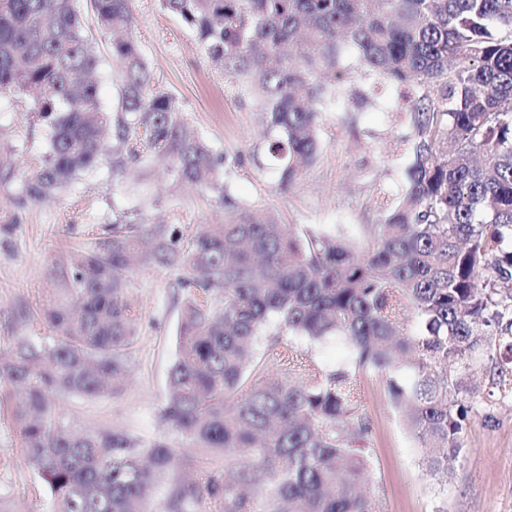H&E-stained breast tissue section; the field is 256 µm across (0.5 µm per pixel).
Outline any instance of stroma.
Listing matches in <instances>:
<instances>
[{
	"label": "stroma",
	"instance_id": "stroma-1",
	"mask_svg": "<svg viewBox=\"0 0 512 512\" xmlns=\"http://www.w3.org/2000/svg\"><path fill=\"white\" fill-rule=\"evenodd\" d=\"M78 7L85 35L99 57L101 106L115 111L122 75L110 53L112 36L98 29L85 0ZM132 9V34L148 64L152 89L171 95L195 135L225 157L224 187L243 205L274 212L285 224L341 228L358 238L364 225L377 218L373 204L379 193L406 189L410 154L400 141L409 132V120L395 112L390 90H379L374 103L357 101L369 81L353 75L346 94L321 112L315 161L284 192L278 170L258 162L265 128L255 100L225 78L196 34L163 10L159 0H133ZM52 139L51 124L27 99L0 95V351L26 335L25 318L44 308V291L53 285L59 259L89 247L112 225H161L186 240L201 225L224 221L216 194L173 184L160 160L126 161L122 174L113 176L117 147L110 137L96 167L69 188L29 201L22 187L49 160ZM175 279V271L164 267H136L129 273V296L139 316L138 335L126 351L127 387L115 396L67 394L56 401L70 430L119 429L143 443L162 439L179 449L181 466L154 489L152 512H163L175 483L199 466L224 469L223 456L196 447L161 416L182 300ZM364 392L374 492L384 512H435L441 506L446 512H512V399L478 398L467 423L465 457L440 495L418 464L421 452L383 378L368 376ZM0 495L10 500L13 512L53 510L45 484L3 418Z\"/></svg>",
	"mask_w": 512,
	"mask_h": 512
}]
</instances>
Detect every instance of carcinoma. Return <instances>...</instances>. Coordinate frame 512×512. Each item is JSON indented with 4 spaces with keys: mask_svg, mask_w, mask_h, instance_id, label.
Listing matches in <instances>:
<instances>
[{
    "mask_svg": "<svg viewBox=\"0 0 512 512\" xmlns=\"http://www.w3.org/2000/svg\"><path fill=\"white\" fill-rule=\"evenodd\" d=\"M77 0H0V93L28 98L53 129L49 161L25 183L31 200L97 166L112 123L129 156H164L175 182L217 190L224 223L188 245L161 227L114 224L59 266L32 336L0 354V412L47 485L54 512H150L152 487L178 468L175 448L123 430L75 433L57 397L124 389L137 337L135 264L170 267L181 289L177 355L164 419L224 456L231 474L182 480L165 506L184 512H383L373 475L363 379L384 374L410 404L419 465L439 492L463 457L480 388L473 354L499 352L488 394L512 397V0H159L196 33L230 80L244 81L277 135L266 143L290 189L319 150V107L360 73L406 93L408 189L379 202L358 240L303 230L224 191L223 158L188 133L172 97L150 88L129 34L112 40L123 72L108 118ZM104 30L129 31L132 0H87ZM356 51L341 63L344 47ZM223 308L214 309L210 301ZM419 324L404 334L411 312ZM277 337L259 350L261 331ZM48 329L54 344L38 336ZM342 336L350 358L328 370L282 342ZM279 366L276 375L268 364Z\"/></svg>",
    "mask_w": 512,
    "mask_h": 512,
    "instance_id": "cac0c4a2",
    "label": "carcinoma"
}]
</instances>
